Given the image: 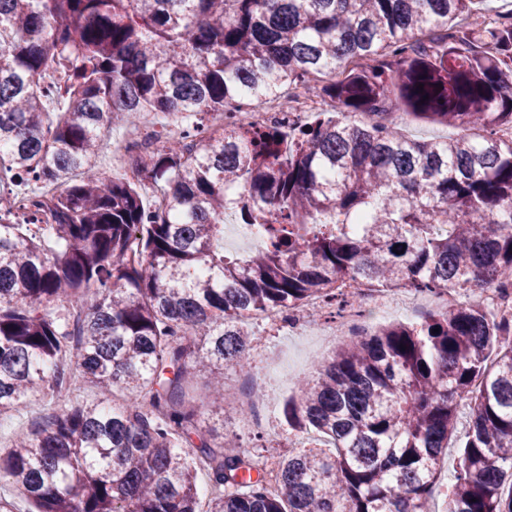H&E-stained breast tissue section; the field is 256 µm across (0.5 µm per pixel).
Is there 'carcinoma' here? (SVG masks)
<instances>
[{"instance_id": "cac0c4a2", "label": "carcinoma", "mask_w": 512, "mask_h": 512, "mask_svg": "<svg viewBox=\"0 0 512 512\" xmlns=\"http://www.w3.org/2000/svg\"><path fill=\"white\" fill-rule=\"evenodd\" d=\"M482 2L0 0V415L50 411L0 453V482L29 512H431L453 439L448 512H512V321L479 302L315 362L285 410L314 436L273 490L185 391L211 372L203 400L224 414L248 318L331 302L346 277L512 287V11L462 25ZM286 89L335 116L235 120ZM158 112L179 136L136 181L101 176L113 119ZM219 113L205 139L185 123ZM405 115L461 134L407 138ZM38 184L59 188L42 227L15 212ZM230 207L265 248L219 249ZM86 384L99 401H78Z\"/></svg>"}]
</instances>
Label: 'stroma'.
Returning a JSON list of instances; mask_svg holds the SVG:
<instances>
[{
    "label": "stroma",
    "mask_w": 512,
    "mask_h": 512,
    "mask_svg": "<svg viewBox=\"0 0 512 512\" xmlns=\"http://www.w3.org/2000/svg\"><path fill=\"white\" fill-rule=\"evenodd\" d=\"M335 313L307 320L296 329L274 325L261 316H254L249 324L253 334L248 369L225 368L224 380L228 385L246 389L253 375L267 374L264 398L257 413L264 424L262 435L249 433L243 427L244 411L237 404L226 403L223 415L207 408L199 413L205 426L213 428L215 436L233 440L257 460L273 464L288 456L294 444L301 440L300 432L292 430L284 417L288 400L298 399L299 383L311 376L312 363L327 358L314 338L319 330L334 325Z\"/></svg>",
    "instance_id": "1"
}]
</instances>
